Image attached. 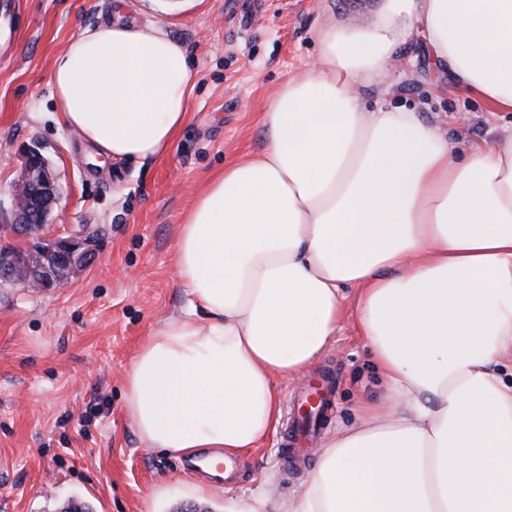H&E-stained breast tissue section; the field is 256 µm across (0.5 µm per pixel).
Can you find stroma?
Segmentation results:
<instances>
[{
	"mask_svg": "<svg viewBox=\"0 0 512 512\" xmlns=\"http://www.w3.org/2000/svg\"><path fill=\"white\" fill-rule=\"evenodd\" d=\"M113 0H0V227L28 147L39 148L59 188L44 235L91 237L97 262L66 285L0 286V512H225L261 497L266 512L299 492L325 436L356 420L383 385L356 326L348 289L332 344L282 399L327 375L335 408L301 471L283 467L280 434L236 458L228 477L190 457L146 447L127 402L126 371L149 336L180 316L175 247L197 192L225 165L262 148L259 117L288 78L314 60L326 16L364 20L375 0H124L126 20L161 24L184 44L194 89L170 149L137 166L100 161L51 98L53 61L82 30L112 19ZM389 96L365 87L367 108L406 106L439 125L457 150L492 143L512 112L488 111L431 68L411 42L389 67Z\"/></svg>",
	"mask_w": 512,
	"mask_h": 512,
	"instance_id": "1",
	"label": "stroma"
}]
</instances>
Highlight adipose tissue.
<instances>
[{
  "label": "adipose tissue",
  "mask_w": 512,
  "mask_h": 512,
  "mask_svg": "<svg viewBox=\"0 0 512 512\" xmlns=\"http://www.w3.org/2000/svg\"><path fill=\"white\" fill-rule=\"evenodd\" d=\"M416 39L458 89L512 112V0H377L367 25L322 24L312 69L261 116L263 148L185 213L189 307L128 370L147 447L255 451L281 417L276 379L329 347L356 288L384 394L278 512H512V126L459 158L418 112L366 111L358 87L389 94ZM51 86L98 156L139 165L170 147L193 90L186 47L119 16L72 38Z\"/></svg>",
  "instance_id": "1"
}]
</instances>
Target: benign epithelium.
Here are the masks:
<instances>
[{
    "mask_svg": "<svg viewBox=\"0 0 512 512\" xmlns=\"http://www.w3.org/2000/svg\"><path fill=\"white\" fill-rule=\"evenodd\" d=\"M57 194L47 160L38 149H27L13 189L12 229L29 242V248L20 260L9 252L0 253L1 284L34 289L59 287L95 262L86 236L72 233L47 239L43 235Z\"/></svg>",
    "mask_w": 512,
    "mask_h": 512,
    "instance_id": "obj_1",
    "label": "benign epithelium"
}]
</instances>
